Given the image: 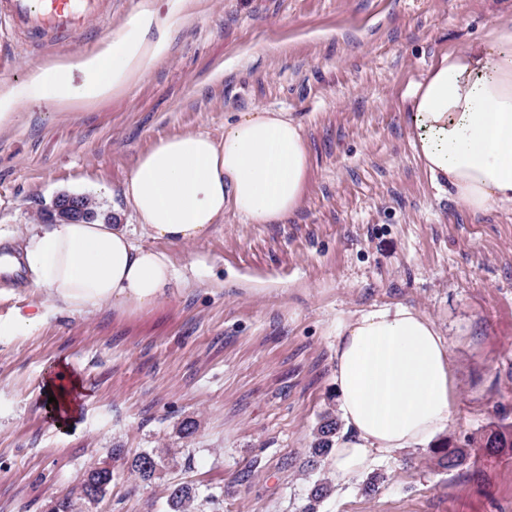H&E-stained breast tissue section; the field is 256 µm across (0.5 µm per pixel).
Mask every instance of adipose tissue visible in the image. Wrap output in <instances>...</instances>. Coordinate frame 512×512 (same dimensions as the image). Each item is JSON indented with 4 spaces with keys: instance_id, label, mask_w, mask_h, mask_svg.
<instances>
[{
    "instance_id": "1",
    "label": "adipose tissue",
    "mask_w": 512,
    "mask_h": 512,
    "mask_svg": "<svg viewBox=\"0 0 512 512\" xmlns=\"http://www.w3.org/2000/svg\"><path fill=\"white\" fill-rule=\"evenodd\" d=\"M195 0H143L88 54L31 69L0 86V127L23 105L63 111L124 95L170 56ZM404 122L432 183L470 213L512 208V22H493L462 51L441 55L409 94ZM311 172L302 126L262 107L225 122L224 137L182 133L155 141L123 184L132 224L58 221L15 241L31 286L49 304L0 320L23 336L51 316H120L155 306L192 282L145 235L168 244L207 236L233 213L249 224L285 223L301 206ZM331 375L346 432L329 456L338 483L407 449L425 448L454 422L450 348L426 315L373 305L337 322Z\"/></svg>"
}]
</instances>
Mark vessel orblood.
I'll return each instance as SVG.
<instances>
[{"instance_id":"b4317fda","label":"vessel or blood","mask_w":512,"mask_h":512,"mask_svg":"<svg viewBox=\"0 0 512 512\" xmlns=\"http://www.w3.org/2000/svg\"><path fill=\"white\" fill-rule=\"evenodd\" d=\"M99 0H0V19L37 38L59 39L84 30Z\"/></svg>"}]
</instances>
